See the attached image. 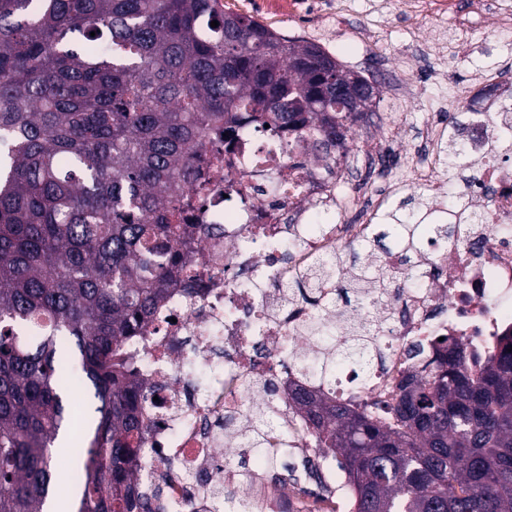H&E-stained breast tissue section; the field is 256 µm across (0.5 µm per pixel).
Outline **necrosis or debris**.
<instances>
[{
  "label": "necrosis or debris",
  "mask_w": 512,
  "mask_h": 512,
  "mask_svg": "<svg viewBox=\"0 0 512 512\" xmlns=\"http://www.w3.org/2000/svg\"><path fill=\"white\" fill-rule=\"evenodd\" d=\"M505 67L502 61L477 65L475 81L456 99L459 110L490 116L465 140L473 166L465 205L479 219L451 248L429 239L418 260L420 282L388 306L391 321L377 341L386 367L365 379L345 365L327 385L297 365V357L320 348L307 331L310 322L324 319L337 334L343 324L330 289L303 298L292 290L314 259L359 240L385 199L341 192L343 145L313 152L300 118L287 128L241 125L232 148L213 155L212 170L221 173L211 170L196 183L187 214L195 230L186 281L126 341L143 379L141 465L166 494L168 512H209L221 490L244 499L237 472L224 464L225 453L238 449L224 417L235 415L244 426L256 405L276 430L287 431L295 455L321 459L317 468L281 475L275 483L270 463L261 464L251 474L262 489L256 512H283L287 501L304 500L309 482L320 486L311 503L316 512H352L351 482L337 479L331 452H315L303 420L284 409L289 389L321 391L388 423L410 371L404 359L409 345L453 336L476 358L496 354L497 336L512 331V113L501 107L512 98V81ZM447 135V123L437 120L423 134V151L387 146L374 153L390 195L412 188L443 207L448 181L439 157ZM353 210L361 214L359 223H345Z\"/></svg>",
  "instance_id": "obj_1"
}]
</instances>
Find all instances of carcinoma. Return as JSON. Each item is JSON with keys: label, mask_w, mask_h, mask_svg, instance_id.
Masks as SVG:
<instances>
[{"label": "carcinoma", "mask_w": 512, "mask_h": 512, "mask_svg": "<svg viewBox=\"0 0 512 512\" xmlns=\"http://www.w3.org/2000/svg\"><path fill=\"white\" fill-rule=\"evenodd\" d=\"M336 80L355 89L367 78L221 0H0V512L61 500L53 448L69 429L75 364L89 413L66 503L153 512L137 484L139 379L122 341L185 265L193 228L178 220L207 148L241 112L285 126L304 112L324 147L336 119L357 124L359 104L323 96ZM463 130L455 119L448 131L450 186L468 169ZM415 201L388 206L365 239L303 272L302 287H338L355 313L339 345L315 355L319 378L342 362L367 369L385 327L377 304L416 280L422 231L449 244L458 234L457 204ZM389 253L397 277L374 262ZM499 346L474 371L457 339L434 341L428 379L405 380L389 424L291 392L289 409L353 484L354 512H512V332ZM252 414L243 447L282 462L273 424Z\"/></svg>", "instance_id": "cac0c4a2"}]
</instances>
